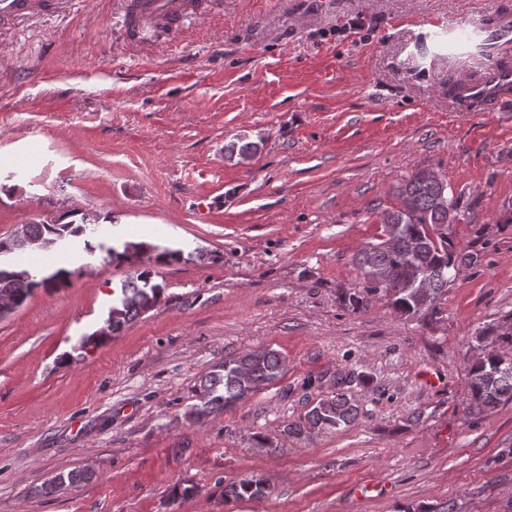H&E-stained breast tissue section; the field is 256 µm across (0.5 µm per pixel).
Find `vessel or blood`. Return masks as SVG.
Instances as JSON below:
<instances>
[{"label": "vessel or blood", "instance_id": "b4317fda", "mask_svg": "<svg viewBox=\"0 0 512 512\" xmlns=\"http://www.w3.org/2000/svg\"><path fill=\"white\" fill-rule=\"evenodd\" d=\"M57 3L58 0H0V22L45 14ZM194 7V0H130L131 29L136 32L157 24L178 25ZM467 23L482 39V67L476 75L460 77L453 103L462 112H495L500 96L512 88V60L499 52L502 44L512 43V18L503 14L488 20L479 14L468 18Z\"/></svg>", "mask_w": 512, "mask_h": 512}]
</instances>
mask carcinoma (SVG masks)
Returning a JSON list of instances; mask_svg holds the SVG:
<instances>
[{
    "instance_id": "obj_1",
    "label": "carcinoma",
    "mask_w": 512,
    "mask_h": 512,
    "mask_svg": "<svg viewBox=\"0 0 512 512\" xmlns=\"http://www.w3.org/2000/svg\"><path fill=\"white\" fill-rule=\"evenodd\" d=\"M263 142L253 141L245 134L234 138L224 146L228 160L243 163L254 158ZM398 203L391 210L383 211L385 238L377 243L366 244L358 253L357 263L363 279L358 286L345 289L340 296L342 307L352 313L365 309L380 287L371 276L374 268L402 263L400 279L391 285L393 293L388 303L400 315L425 314L435 306L447 291L452 274L462 266L472 264L474 257L464 250H456L448 235L442 230L458 219L457 207L448 198V182L431 178L421 172L413 174L398 187ZM86 222L28 224L20 239H3L11 251L28 247H48L67 235L81 236ZM157 247L146 242H128L124 251L109 253L114 260H128L131 255L155 251ZM70 283V274L58 270L39 281L26 277V270L0 265V295L15 296L26 301L39 287ZM123 298L112 308L109 333L122 331L125 325L141 312L154 307L164 295L163 288L151 283V273H139L134 280L121 288ZM283 372V360L273 349L246 350L227 355L212 366L196 387L197 403L186 412L192 424H204L224 410L249 399L258 391L276 383ZM470 405L469 410L482 412L512 401V355L489 351L474 360L468 367ZM355 376L341 373L334 376L335 391L319 399L297 422L289 423L284 433L300 436L318 429H337L353 423L359 415V407L344 391ZM95 474L89 469H72L60 472L37 489L39 495H50L64 486L90 482ZM265 495L262 482L243 479L224 488L228 499H259Z\"/></svg>"
}]
</instances>
